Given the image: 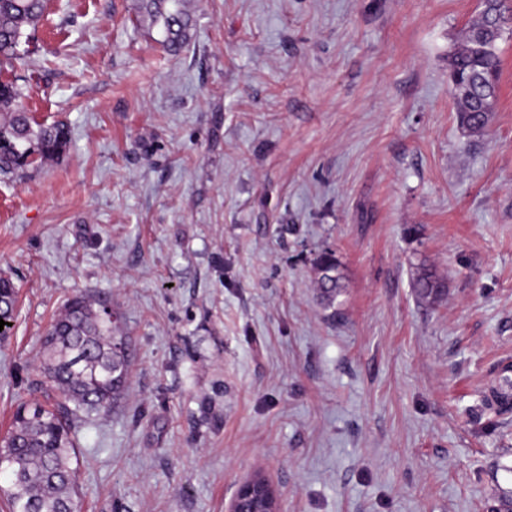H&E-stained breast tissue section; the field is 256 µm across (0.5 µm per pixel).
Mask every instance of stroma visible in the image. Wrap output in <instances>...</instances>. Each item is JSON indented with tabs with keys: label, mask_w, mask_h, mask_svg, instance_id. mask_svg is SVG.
I'll use <instances>...</instances> for the list:
<instances>
[{
	"label": "stroma",
	"mask_w": 512,
	"mask_h": 512,
	"mask_svg": "<svg viewBox=\"0 0 512 512\" xmlns=\"http://www.w3.org/2000/svg\"><path fill=\"white\" fill-rule=\"evenodd\" d=\"M47 0L23 86L67 152L0 181V438L52 387L77 293L132 371L79 424L81 512H226L262 466L282 512H499L512 495V30L465 134L448 57L485 0ZM331 249L332 307L315 288ZM446 284L412 286L420 262ZM172 0H140L143 20L149 27H159L163 32L164 43L173 50L182 47L189 40V15L176 9L171 11L167 4ZM315 265L318 270L317 288L320 290V298L326 306H331L342 288V276L335 254L331 250L322 251ZM17 302V291L13 282L6 277H0V318L11 321Z\"/></svg>",
	"instance_id": "obj_1"
}]
</instances>
